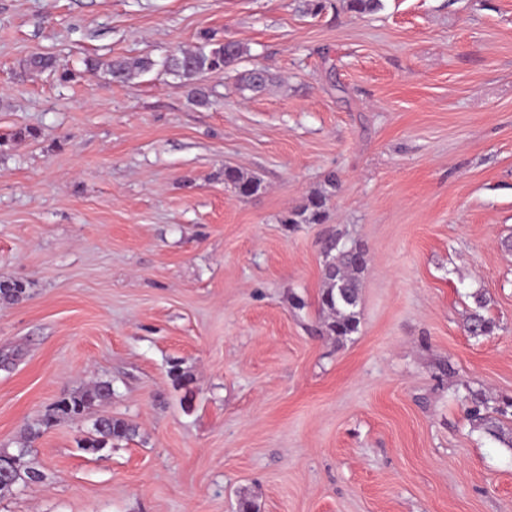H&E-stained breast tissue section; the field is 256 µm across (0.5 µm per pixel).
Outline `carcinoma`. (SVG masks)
<instances>
[{
  "label": "carcinoma",
  "mask_w": 512,
  "mask_h": 512,
  "mask_svg": "<svg viewBox=\"0 0 512 512\" xmlns=\"http://www.w3.org/2000/svg\"><path fill=\"white\" fill-rule=\"evenodd\" d=\"M381 6V0H347V9L358 15L370 14ZM244 55V48L237 42L229 44L205 33L200 41L188 50H179L157 61L149 56L136 59L88 58L84 61L86 71L104 73L112 82L124 84L135 77L161 67L167 74L178 80L185 88L192 101L199 107L210 105V95L200 84L203 75L221 71L235 70ZM26 68L32 72L49 71L58 75L62 81H70L76 73L63 65L60 59L51 54H40L25 61ZM240 89L243 91H260L264 89L270 77L262 69H251L239 74ZM224 184L231 187L241 197H252L262 189L260 179L249 176L233 167H224ZM330 193L317 192L307 198V201L280 218L282 224H321L327 218V202ZM323 269L324 289L321 295V305L329 309L333 320L327 324L329 333L336 336H350L359 330V313L357 307L360 299L361 275L366 267V258L356 256L349 251V246L336 241V247L325 252ZM25 287L15 281H0V301L17 302L24 297ZM476 308L468 318L467 331L474 336H487L494 332L496 323L485 317L481 310L486 300L483 295H473ZM112 398V383L99 381L93 387L78 391L61 400L55 412L49 416L46 423H51L57 417L80 418L98 403ZM467 417L483 426L486 433L500 438L503 435L500 420L490 415L483 396L472 394L467 398ZM137 429L132 424L112 418H99L82 440L81 448L97 452L113 441L132 439ZM40 436V428L29 427L17 443L13 452L0 450V499L11 496L20 487L42 480V473L31 466L28 456L32 443Z\"/></svg>",
  "instance_id": "obj_1"
}]
</instances>
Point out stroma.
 <instances>
[{"instance_id": "stroma-1", "label": "stroma", "mask_w": 512, "mask_h": 512, "mask_svg": "<svg viewBox=\"0 0 512 512\" xmlns=\"http://www.w3.org/2000/svg\"><path fill=\"white\" fill-rule=\"evenodd\" d=\"M381 3L0 0V280L26 287L0 302V448L113 388L42 432L45 480L0 512H512V417L499 441L460 403L512 397V0ZM205 32L273 83L206 74L203 108L155 71L82 72ZM228 164L263 191L225 186ZM330 171L326 221L281 223ZM333 237L368 251L343 339L320 302ZM477 293L489 336L467 331ZM100 416L137 437L82 450ZM26 68L32 72L49 71L57 74L61 81H70L76 73L60 62V59L51 54H40L31 56L25 61ZM112 398V383L110 381H99L93 387L78 391L70 395L68 398L61 400L55 412L49 416L45 424L49 425L55 421L57 417L80 418L88 414L96 405Z\"/></svg>"}]
</instances>
